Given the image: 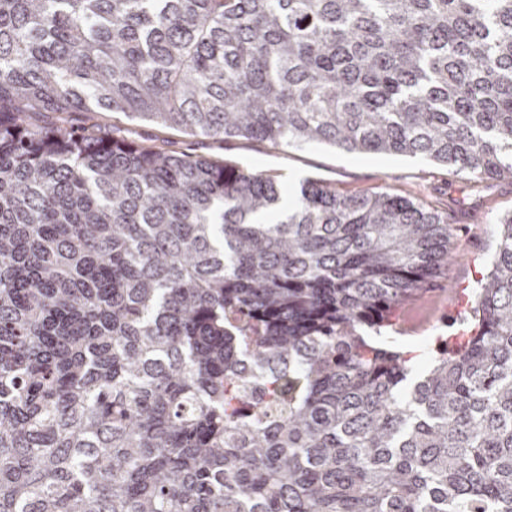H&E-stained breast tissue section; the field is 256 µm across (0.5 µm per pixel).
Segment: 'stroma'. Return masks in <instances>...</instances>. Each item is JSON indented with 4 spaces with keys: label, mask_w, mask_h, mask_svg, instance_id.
<instances>
[{
    "label": "stroma",
    "mask_w": 512,
    "mask_h": 512,
    "mask_svg": "<svg viewBox=\"0 0 512 512\" xmlns=\"http://www.w3.org/2000/svg\"><path fill=\"white\" fill-rule=\"evenodd\" d=\"M71 123L78 128L94 124L114 138L132 139L172 154L235 164L273 178L288 195L304 180L315 179L341 195L383 190L447 214L451 259L420 299L393 315L407 332L397 340V348L418 352L421 367L427 365L428 353L440 337L459 330L486 272L485 263L495 251L496 220L512 212V178L474 184L453 168L421 157L354 154L324 145L276 149L253 140L217 141L153 122H131L109 112H75Z\"/></svg>",
    "instance_id": "35a3bbf8"
}]
</instances>
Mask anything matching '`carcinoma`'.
Returning <instances> with one entry per match:
<instances>
[{
    "instance_id": "obj_1",
    "label": "carcinoma",
    "mask_w": 512,
    "mask_h": 512,
    "mask_svg": "<svg viewBox=\"0 0 512 512\" xmlns=\"http://www.w3.org/2000/svg\"><path fill=\"white\" fill-rule=\"evenodd\" d=\"M72 112L512 177V0H0V512H512V213L411 383L448 217Z\"/></svg>"
}]
</instances>
